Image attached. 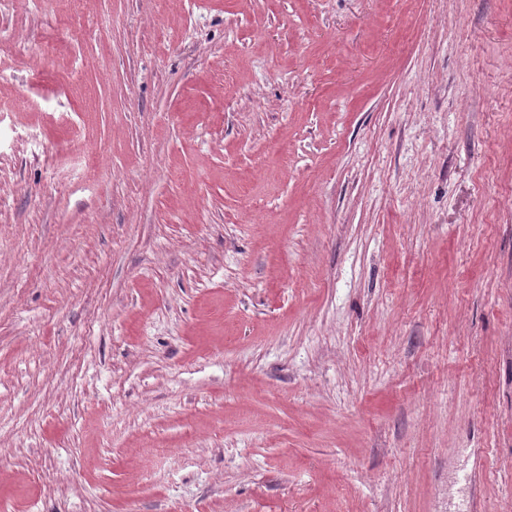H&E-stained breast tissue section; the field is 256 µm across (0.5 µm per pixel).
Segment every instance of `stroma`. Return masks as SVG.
Here are the masks:
<instances>
[{
  "mask_svg": "<svg viewBox=\"0 0 512 512\" xmlns=\"http://www.w3.org/2000/svg\"><path fill=\"white\" fill-rule=\"evenodd\" d=\"M0 512H512V0L0 8Z\"/></svg>",
  "mask_w": 512,
  "mask_h": 512,
  "instance_id": "stroma-1",
  "label": "stroma"
}]
</instances>
